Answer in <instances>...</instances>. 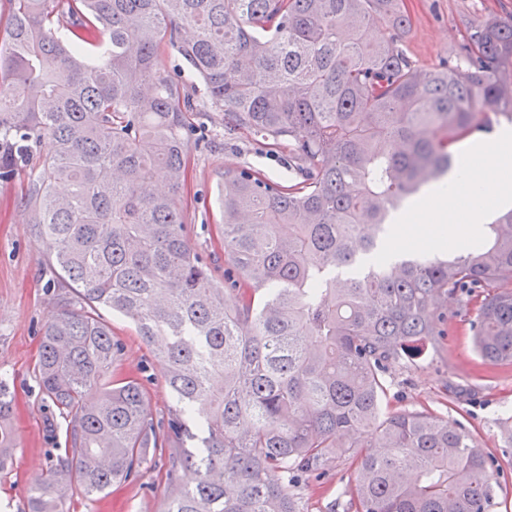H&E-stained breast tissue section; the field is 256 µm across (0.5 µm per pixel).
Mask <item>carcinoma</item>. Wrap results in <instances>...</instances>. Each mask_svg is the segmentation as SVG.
<instances>
[{"instance_id": "cac0c4a2", "label": "carcinoma", "mask_w": 512, "mask_h": 512, "mask_svg": "<svg viewBox=\"0 0 512 512\" xmlns=\"http://www.w3.org/2000/svg\"><path fill=\"white\" fill-rule=\"evenodd\" d=\"M7 2L0 182L38 161L33 229L58 287L77 292L42 333L35 373L65 448L27 512L130 480L150 448L177 489L164 512H300L295 484L350 458L357 512H489L497 471L471 430L389 403L397 368L460 314L479 357L512 361V211L449 257L364 256L453 171L457 143L512 120V20L469 24L454 58L422 67L402 46L405 0ZM167 45L225 134L285 153L300 177L224 168L222 284L189 237L191 106ZM441 295L460 308L439 309ZM100 306L158 342L167 420L139 378L114 377L121 346ZM12 412L0 382L2 474Z\"/></svg>"}]
</instances>
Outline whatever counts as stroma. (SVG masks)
I'll return each instance as SVG.
<instances>
[{
	"label": "stroma",
	"instance_id": "stroma-1",
	"mask_svg": "<svg viewBox=\"0 0 512 512\" xmlns=\"http://www.w3.org/2000/svg\"><path fill=\"white\" fill-rule=\"evenodd\" d=\"M406 6L412 26L403 43L409 56L424 67L456 52L468 21L512 13V0H406ZM163 62L166 69L180 70V81L196 104L193 121L199 134L191 143L188 176V194L195 202L187 210V221L192 244L220 282L224 251L216 236L217 183L225 166L248 165L283 184L292 174L283 155L246 137L225 134L223 113L207 100L177 49L166 48ZM27 181L23 174L0 183V379L8 382L13 395L15 434L14 469L0 478V512H26L30 482L49 467V449L65 444V423L54 418L34 371L42 329L59 291L43 263V249L31 230V211L22 200ZM99 314L122 347L119 371L143 378L153 419H167L172 394L153 347L127 319L107 308ZM391 393L394 406L427 409L449 422L466 424L501 471L490 512H512V446L499 431L500 421L512 416V362L484 363L470 337L459 332L443 344L425 346L397 371ZM167 467V455L150 452L139 479L112 486L94 500L75 499L71 508L73 512H163ZM350 473L349 466L342 465L326 482L301 483V512H355L350 504Z\"/></svg>",
	"mask_w": 512,
	"mask_h": 512
}]
</instances>
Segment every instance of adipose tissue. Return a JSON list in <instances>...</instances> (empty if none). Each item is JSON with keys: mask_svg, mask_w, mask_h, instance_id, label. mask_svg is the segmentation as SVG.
<instances>
[{"mask_svg": "<svg viewBox=\"0 0 512 512\" xmlns=\"http://www.w3.org/2000/svg\"><path fill=\"white\" fill-rule=\"evenodd\" d=\"M463 150L484 154V166L461 168L396 216L398 227L421 228L408 235L410 250L427 253L460 245L465 235L479 232L494 210L512 207V181L499 176L512 166V126L497 129L489 139L464 144Z\"/></svg>", "mask_w": 512, "mask_h": 512, "instance_id": "obj_1", "label": "adipose tissue"}]
</instances>
